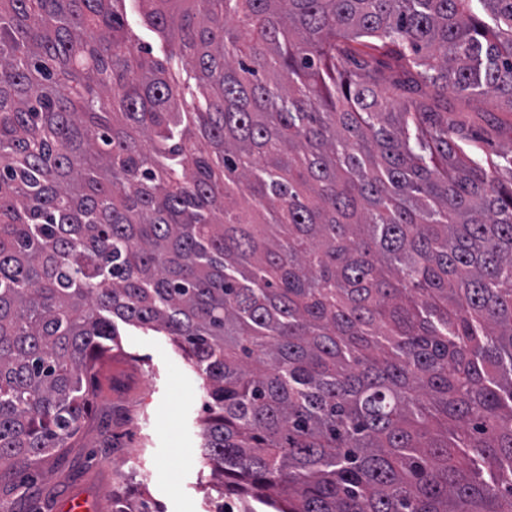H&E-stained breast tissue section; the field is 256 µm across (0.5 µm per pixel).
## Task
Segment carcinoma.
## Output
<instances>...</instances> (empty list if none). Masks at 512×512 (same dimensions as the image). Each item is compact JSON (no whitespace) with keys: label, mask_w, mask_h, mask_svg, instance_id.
Returning a JSON list of instances; mask_svg holds the SVG:
<instances>
[{"label":"carcinoma","mask_w":512,"mask_h":512,"mask_svg":"<svg viewBox=\"0 0 512 512\" xmlns=\"http://www.w3.org/2000/svg\"><path fill=\"white\" fill-rule=\"evenodd\" d=\"M0 0V471L68 447L117 322L275 512H512V0ZM508 171L511 179L502 180ZM127 21L130 27L138 34L141 42L152 48L155 58L163 59V42L152 30L144 25L137 6L132 2H129ZM448 109V123L468 131V151L477 159L503 162L498 155H512V112L499 106L498 98L448 92Z\"/></svg>","instance_id":"carcinoma-1"}]
</instances>
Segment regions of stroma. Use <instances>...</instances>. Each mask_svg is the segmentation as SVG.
I'll list each match as a JSON object with an SVG mask.
<instances>
[{
	"instance_id": "stroma-1",
	"label": "stroma",
	"mask_w": 512,
	"mask_h": 512,
	"mask_svg": "<svg viewBox=\"0 0 512 512\" xmlns=\"http://www.w3.org/2000/svg\"><path fill=\"white\" fill-rule=\"evenodd\" d=\"M448 121L472 137L479 160L512 155V111L493 96L452 93ZM112 368L97 372L82 429L70 447L35 465L33 481L0 477L15 512H112L113 496L144 502L148 512H212L199 480L206 416L202 380L169 337L124 325Z\"/></svg>"
}]
</instances>
